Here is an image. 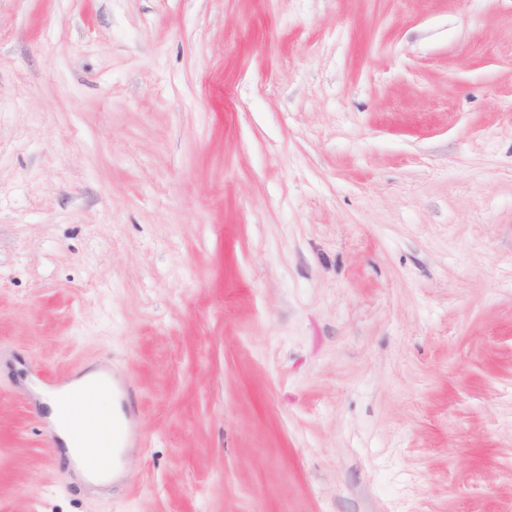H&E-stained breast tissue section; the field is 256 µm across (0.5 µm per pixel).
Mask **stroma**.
Masks as SVG:
<instances>
[{
	"label": "stroma",
	"mask_w": 512,
	"mask_h": 512,
	"mask_svg": "<svg viewBox=\"0 0 512 512\" xmlns=\"http://www.w3.org/2000/svg\"><path fill=\"white\" fill-rule=\"evenodd\" d=\"M0 512H512V0H0ZM99 376L100 371L89 370L55 394L48 393L41 402L47 413V419L53 424L56 438L63 446L60 449L69 458L77 461L76 471L79 477L94 486H108L122 471V466L112 470V434L114 444L120 447L127 441L126 430L133 425V419L125 416V423H114L112 431L105 433V426L108 425L109 428L112 424V412L115 410L112 394L130 397L132 388L129 383L119 386L112 384V391L99 392L108 389V382L103 379L91 387V393L95 394H86V388ZM57 394H68V397L60 400ZM71 421L83 424L81 439L73 432ZM78 445L87 446L86 449L92 450L95 455L106 461L107 473L102 478L93 480L87 476L79 463L76 452ZM94 454L83 453L82 460L89 472L96 476L104 471L106 464Z\"/></svg>",
	"instance_id": "stroma-1"
}]
</instances>
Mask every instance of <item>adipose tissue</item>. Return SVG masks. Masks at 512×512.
<instances>
[{
    "label": "adipose tissue",
    "instance_id": "adipose-tissue-1",
    "mask_svg": "<svg viewBox=\"0 0 512 512\" xmlns=\"http://www.w3.org/2000/svg\"><path fill=\"white\" fill-rule=\"evenodd\" d=\"M99 376L90 370L64 388L65 399L47 394L42 405L54 427L56 438L69 458H76L77 446L84 445L103 460L112 458V436L105 428L112 422L115 405L111 392L87 394V387Z\"/></svg>",
    "mask_w": 512,
    "mask_h": 512
}]
</instances>
